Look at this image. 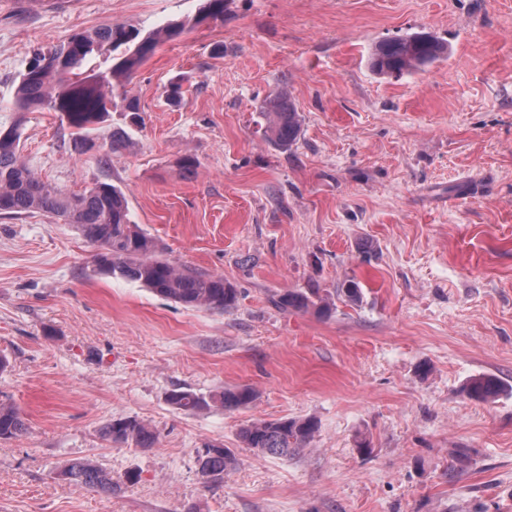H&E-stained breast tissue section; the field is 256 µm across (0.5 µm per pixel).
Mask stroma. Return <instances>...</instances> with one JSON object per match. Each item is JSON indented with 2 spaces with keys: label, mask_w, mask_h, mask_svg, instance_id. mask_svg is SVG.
<instances>
[{
  "label": "stroma",
  "mask_w": 512,
  "mask_h": 512,
  "mask_svg": "<svg viewBox=\"0 0 512 512\" xmlns=\"http://www.w3.org/2000/svg\"><path fill=\"white\" fill-rule=\"evenodd\" d=\"M201 6L0 0L4 128L35 50L187 22L131 80L141 123L110 113L79 152L61 113L31 112L20 149L64 192L122 189L165 257L239 290L224 312L185 307L98 274L59 218L0 217V402L29 424L0 440V512H512V0H229L204 22ZM418 32L447 56L372 71L376 43ZM281 88L301 116L288 150L261 109ZM348 280L358 303L336 296ZM310 288L329 311L272 303ZM479 374L501 383L495 400L463 394ZM234 386L256 401L199 414L168 401ZM121 417L149 421L155 447L103 440ZM286 418L318 425L299 456L239 439ZM208 443L239 460L219 484L198 471ZM77 458L111 471L112 495L59 479Z\"/></svg>",
  "instance_id": "35a3bbf8"
}]
</instances>
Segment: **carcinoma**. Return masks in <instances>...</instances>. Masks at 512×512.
<instances>
[{
	"instance_id": "obj_1",
	"label": "carcinoma",
	"mask_w": 512,
	"mask_h": 512,
	"mask_svg": "<svg viewBox=\"0 0 512 512\" xmlns=\"http://www.w3.org/2000/svg\"><path fill=\"white\" fill-rule=\"evenodd\" d=\"M227 0H205L201 19L224 20ZM184 24H172L146 35L135 28L106 25L73 34L48 51L34 52L9 102L16 122L0 130V215L42 213L72 225L98 249L100 274L140 283L143 287L192 308L224 312L233 308L238 289L222 275L198 272L159 255L157 243L143 234L129 218L125 194L116 186L100 183L79 194L66 193L42 180L21 159V125L26 113L48 108L67 120L75 142L86 144L84 135L101 124L109 113L138 112L137 100L126 89L131 76L149 59L161 42L184 33ZM448 55V43L431 35L418 42L415 35L386 39L376 44L371 67L379 75L402 76L422 69ZM271 117L266 134L277 145L289 149L296 144L300 115L290 97L278 90L263 104ZM315 292H286L276 304L283 310H306L314 305ZM499 382L489 376L472 378L464 388L467 398L487 401L498 395ZM257 399L251 387H226L209 397L191 390L175 391L168 400L189 413L217 406L226 410L247 407ZM22 414L10 404L0 403V440L18 438L28 432ZM317 431L311 419L255 421L239 429L245 447L262 455L288 457L299 454ZM109 443L149 449L157 432L136 418L111 420L101 429ZM202 477L221 483L224 474L236 468L233 451L207 445L197 457ZM60 476L71 484L110 495L117 487L112 472L91 459L66 464Z\"/></svg>"
}]
</instances>
